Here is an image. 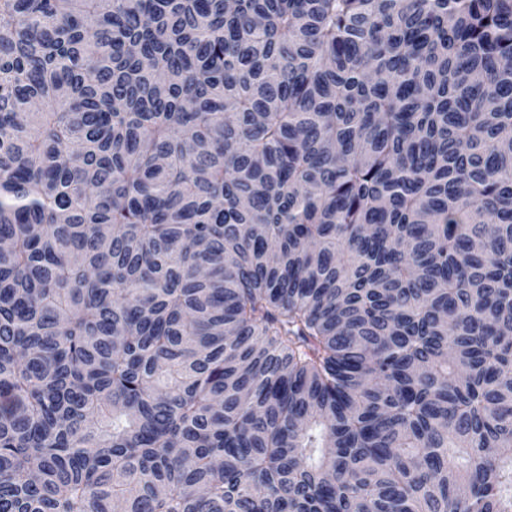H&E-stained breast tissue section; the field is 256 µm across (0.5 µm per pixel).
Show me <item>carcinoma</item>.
Returning a JSON list of instances; mask_svg holds the SVG:
<instances>
[{
    "instance_id": "1",
    "label": "carcinoma",
    "mask_w": 512,
    "mask_h": 512,
    "mask_svg": "<svg viewBox=\"0 0 512 512\" xmlns=\"http://www.w3.org/2000/svg\"><path fill=\"white\" fill-rule=\"evenodd\" d=\"M0 512H512V0H0Z\"/></svg>"
}]
</instances>
